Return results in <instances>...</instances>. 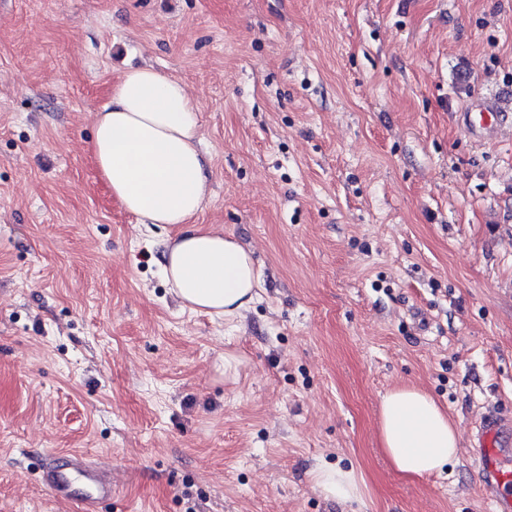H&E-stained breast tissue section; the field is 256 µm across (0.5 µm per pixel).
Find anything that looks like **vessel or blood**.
Wrapping results in <instances>:
<instances>
[{"instance_id": "vessel-or-blood-1", "label": "vessel or blood", "mask_w": 512, "mask_h": 512, "mask_svg": "<svg viewBox=\"0 0 512 512\" xmlns=\"http://www.w3.org/2000/svg\"><path fill=\"white\" fill-rule=\"evenodd\" d=\"M509 95L512 90L500 89L498 96L487 97L462 113L461 120L474 137L512 125V113L497 105L498 97ZM507 432L504 422L492 414L482 418L476 432L478 446L473 456L493 512H512V446L505 439ZM42 479L55 496L81 501L82 512H98L99 501L112 496L110 463L106 460L49 463L42 469Z\"/></svg>"}]
</instances>
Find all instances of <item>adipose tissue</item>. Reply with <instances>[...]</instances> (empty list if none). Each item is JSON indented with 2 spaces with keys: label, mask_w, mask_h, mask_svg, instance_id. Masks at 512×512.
<instances>
[{
  "label": "adipose tissue",
  "mask_w": 512,
  "mask_h": 512,
  "mask_svg": "<svg viewBox=\"0 0 512 512\" xmlns=\"http://www.w3.org/2000/svg\"><path fill=\"white\" fill-rule=\"evenodd\" d=\"M93 127L89 153L113 199L146 223L177 229L163 243L160 269L182 307L227 320L248 310L260 289L251 252L195 221L211 192L200 109L186 85L153 67L127 71L112 84ZM378 435L394 468L409 476L443 473L459 445L434 399L411 386L382 396ZM313 482L331 499L362 497L351 470L320 465Z\"/></svg>",
  "instance_id": "1"
}]
</instances>
